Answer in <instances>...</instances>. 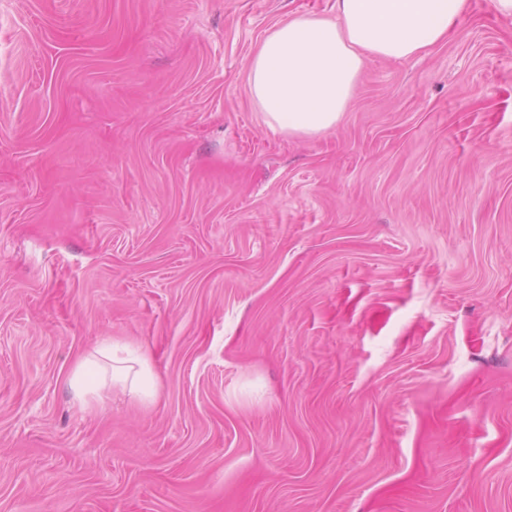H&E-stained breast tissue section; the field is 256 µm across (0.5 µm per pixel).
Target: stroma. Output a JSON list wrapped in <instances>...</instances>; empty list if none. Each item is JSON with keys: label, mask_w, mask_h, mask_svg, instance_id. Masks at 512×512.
<instances>
[{"label": "stroma", "mask_w": 512, "mask_h": 512, "mask_svg": "<svg viewBox=\"0 0 512 512\" xmlns=\"http://www.w3.org/2000/svg\"><path fill=\"white\" fill-rule=\"evenodd\" d=\"M332 0H0V512H512V18L269 128ZM112 339L154 404L68 381Z\"/></svg>", "instance_id": "stroma-1"}]
</instances>
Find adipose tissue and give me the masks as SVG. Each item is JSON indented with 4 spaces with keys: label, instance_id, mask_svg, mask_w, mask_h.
<instances>
[{
    "label": "adipose tissue",
    "instance_id": "obj_1",
    "mask_svg": "<svg viewBox=\"0 0 512 512\" xmlns=\"http://www.w3.org/2000/svg\"><path fill=\"white\" fill-rule=\"evenodd\" d=\"M471 8V0H333L330 13L295 14L273 26L247 70L251 98L271 129L313 137L341 121L364 67L381 58L402 61L444 44ZM97 366L100 380L70 386L75 399H103L108 387L128 388L154 402L158 384L149 357L138 348L98 343L78 366Z\"/></svg>",
    "mask_w": 512,
    "mask_h": 512
}]
</instances>
